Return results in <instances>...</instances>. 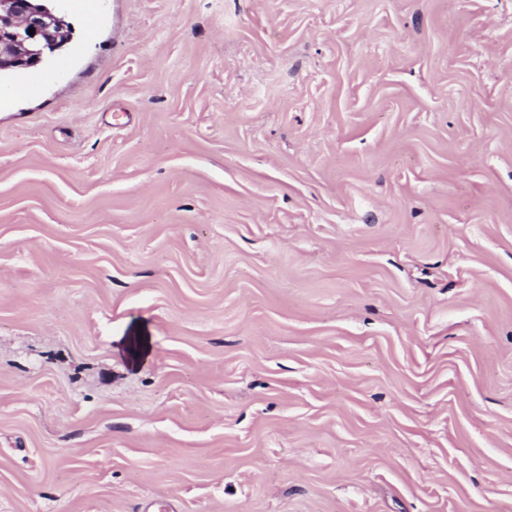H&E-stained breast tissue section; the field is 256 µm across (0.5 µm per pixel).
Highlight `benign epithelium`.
Listing matches in <instances>:
<instances>
[{
	"instance_id": "1",
	"label": "benign epithelium",
	"mask_w": 512,
	"mask_h": 512,
	"mask_svg": "<svg viewBox=\"0 0 512 512\" xmlns=\"http://www.w3.org/2000/svg\"><path fill=\"white\" fill-rule=\"evenodd\" d=\"M35 34H29V29ZM70 40L62 18L37 0H0V69L31 66L46 44L63 48Z\"/></svg>"
}]
</instances>
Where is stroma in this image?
<instances>
[{
	"label": "stroma",
	"instance_id": "35a3bbf8",
	"mask_svg": "<svg viewBox=\"0 0 512 512\" xmlns=\"http://www.w3.org/2000/svg\"><path fill=\"white\" fill-rule=\"evenodd\" d=\"M48 5L0 512H512V0Z\"/></svg>",
	"mask_w": 512,
	"mask_h": 512
}]
</instances>
